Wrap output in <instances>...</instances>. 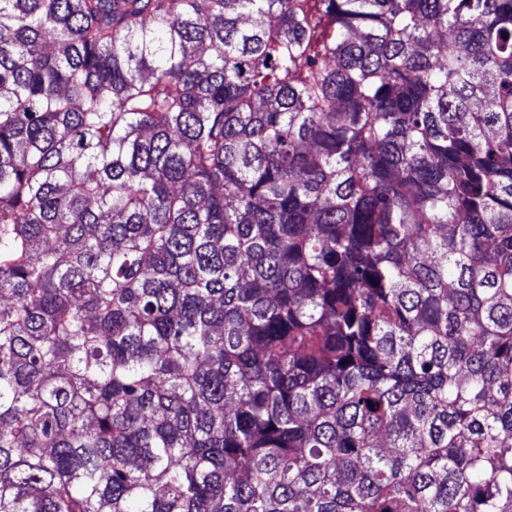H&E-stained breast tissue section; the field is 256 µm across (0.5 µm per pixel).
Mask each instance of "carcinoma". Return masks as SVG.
<instances>
[{
    "mask_svg": "<svg viewBox=\"0 0 512 512\" xmlns=\"http://www.w3.org/2000/svg\"><path fill=\"white\" fill-rule=\"evenodd\" d=\"M3 296L0 512H512V0H0Z\"/></svg>",
    "mask_w": 512,
    "mask_h": 512,
    "instance_id": "cac0c4a2",
    "label": "carcinoma"
}]
</instances>
